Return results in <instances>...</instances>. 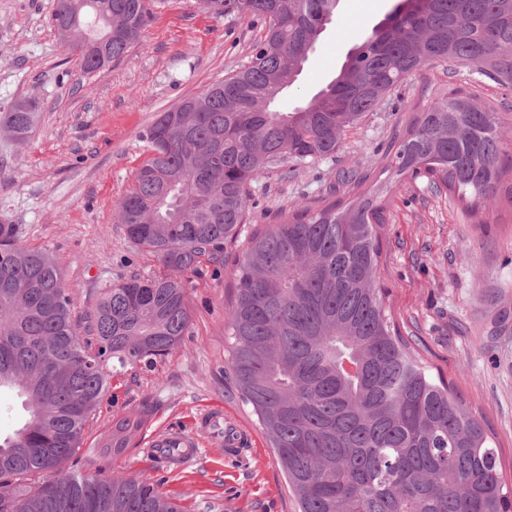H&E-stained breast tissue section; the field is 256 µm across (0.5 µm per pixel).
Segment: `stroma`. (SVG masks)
<instances>
[{
  "label": "stroma",
  "instance_id": "35a3bbf8",
  "mask_svg": "<svg viewBox=\"0 0 512 512\" xmlns=\"http://www.w3.org/2000/svg\"><path fill=\"white\" fill-rule=\"evenodd\" d=\"M395 3L340 0L283 105L309 103ZM54 4L0 0V111L29 96L41 105L26 141L0 131V222L18 225L27 247L51 251L77 319L110 283L162 273L153 255L127 239L116 212L149 155L144 134L159 113L246 64L265 24L237 14L212 17L197 0H164L123 59L88 74L60 44L50 21ZM449 79L477 104L497 108L512 143V89L466 68L450 78L441 66L424 65L346 132L334 157L280 165L253 184L252 221L243 236L277 223L289 204H314L337 189L340 174L372 171L413 107ZM481 216L479 224L465 220L447 193L426 180L398 186L380 228L378 277L403 339L427 374L449 383L480 419L512 482V205L496 197ZM241 253L237 246L200 273L177 272L191 314L185 336L156 372L113 375L67 470L158 482L182 512H298L266 435L224 379L228 285ZM145 403L152 415L139 447L103 455L101 435ZM214 411L246 433L241 457L226 458L223 438L199 434V418ZM168 432L199 435L191 464L171 465L148 454L152 439Z\"/></svg>",
  "mask_w": 512,
  "mask_h": 512
}]
</instances>
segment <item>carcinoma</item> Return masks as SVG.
Masks as SVG:
<instances>
[{
    "label": "carcinoma",
    "mask_w": 512,
    "mask_h": 512,
    "mask_svg": "<svg viewBox=\"0 0 512 512\" xmlns=\"http://www.w3.org/2000/svg\"><path fill=\"white\" fill-rule=\"evenodd\" d=\"M215 16L265 20L248 64L160 113L151 156L119 201L127 238L169 269L199 272L237 242L250 188L285 162L332 156L345 133L425 63L475 68L512 87V0H397L337 75L305 106L277 101L300 75L340 0H198ZM152 0H56L51 23L87 72L125 55ZM30 96L0 113L17 141L33 133ZM512 177L499 113L447 82L413 108L375 170L255 230L232 272L226 380L256 416L299 512H512L480 420L410 352L378 287L381 224L400 183L448 190L474 219ZM0 224V389L24 397L27 419L0 438V512H180L155 483L120 473L66 472L117 362L154 372L191 321L187 288L168 275L112 283L80 334L47 250ZM148 410L112 424L102 447L137 445ZM57 478L31 493L32 474Z\"/></svg>",
    "instance_id": "obj_1"
}]
</instances>
